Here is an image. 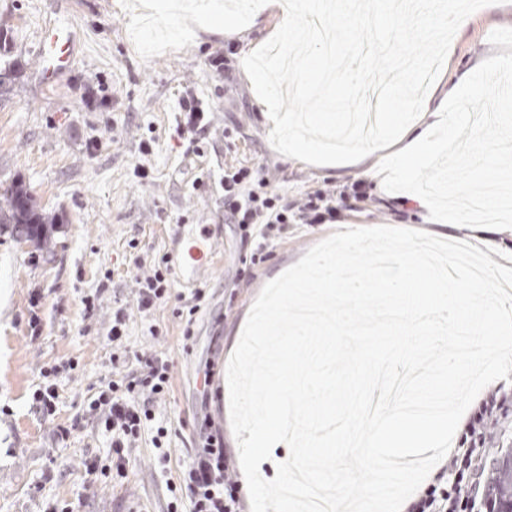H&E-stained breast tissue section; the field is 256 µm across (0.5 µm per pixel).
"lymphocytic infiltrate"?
<instances>
[{
	"mask_svg": "<svg viewBox=\"0 0 512 512\" xmlns=\"http://www.w3.org/2000/svg\"><path fill=\"white\" fill-rule=\"evenodd\" d=\"M181 120L178 129L189 142L192 153L208 134L211 117L197 95L185 92L179 99ZM224 221L236 225L240 235L252 243V261H263L270 242L292 224H327L336 219V198L322 191L306 194L290 202L274 191L262 170L248 167L225 170L221 183ZM132 304L141 314L168 302L173 285L168 278L166 257L136 256L133 260ZM137 366L127 373H115L101 380L87 398V410L111 436L108 463L93 458L85 463L87 476L125 475L129 450L153 415V408L170 393L172 360L166 353L144 350L135 353ZM496 394H489L469 420L456 448L428 483L409 502L406 512H480L478 471L488 449L469 445L471 437L483 436ZM179 484L190 496L191 512H243L238 495L239 475L232 453L224 443V430L205 432L202 446L183 466Z\"/></svg>",
	"mask_w": 512,
	"mask_h": 512,
	"instance_id": "f902f5d3",
	"label": "lymphocytic infiltrate"
}]
</instances>
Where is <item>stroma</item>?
<instances>
[{"mask_svg":"<svg viewBox=\"0 0 512 512\" xmlns=\"http://www.w3.org/2000/svg\"><path fill=\"white\" fill-rule=\"evenodd\" d=\"M129 0H0V193L20 182L37 204L62 214L51 245L42 249L0 233V512H167L169 483L197 446L204 413L229 423L227 365L263 287L334 232L371 224L421 229L410 193H378L359 165L315 166L289 158L276 141L240 64L276 23L265 13L255 25L221 35L204 31L148 46L136 36ZM68 20L81 31L65 84L42 87L35 75L46 19ZM512 28V0L483 7L459 27L426 106L442 101L440 86L500 54L488 36ZM224 54V72L209 65ZM191 87L214 111L203 155L186 151L175 128L178 100ZM149 170L148 179L136 173ZM261 167L289 199L322 189L339 191L360 180L366 201L340 209L335 222L292 224L267 260L251 266L249 245L224 221L219 181L229 167ZM181 224H200L218 236L220 255L204 279L207 301L195 336L172 304L143 316L131 313L129 352L162 350L173 359L172 390L155 408L166 426L169 458L146 428L132 451L127 477L86 478L85 459L106 458L110 437L84 412L89 385L112 374L107 338L116 301H129L137 252L165 255ZM136 248H129V241ZM250 282H241L244 271ZM105 285L103 308L86 316L82 299ZM157 327L150 335L149 327ZM217 371L209 392L197 373L207 360ZM77 369H69V362ZM54 384L56 413L43 416L33 392ZM69 427L67 436L58 426Z\"/></svg>","mask_w":512,"mask_h":512,"instance_id":"stroma-1","label":"stroma"}]
</instances>
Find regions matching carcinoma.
I'll return each instance as SVG.
<instances>
[{
    "label": "carcinoma",
    "instance_id": "obj_1",
    "mask_svg": "<svg viewBox=\"0 0 512 512\" xmlns=\"http://www.w3.org/2000/svg\"><path fill=\"white\" fill-rule=\"evenodd\" d=\"M57 222V214L39 207L24 184L5 190L0 203V231L9 228L13 235L46 247L50 244L47 229ZM481 445L501 449L486 478L490 512H512V400L502 401L494 411V424Z\"/></svg>",
    "mask_w": 512,
    "mask_h": 512
}]
</instances>
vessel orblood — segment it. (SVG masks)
Listing matches in <instances>:
<instances>
[{"mask_svg": "<svg viewBox=\"0 0 512 512\" xmlns=\"http://www.w3.org/2000/svg\"><path fill=\"white\" fill-rule=\"evenodd\" d=\"M80 30L75 24L50 23L43 31L39 48L37 77L40 84L53 88L70 70L73 55L80 47ZM218 245L210 236L191 237L181 244L179 282L197 286L210 269Z\"/></svg>", "mask_w": 512, "mask_h": 512, "instance_id": "obj_1", "label": "vessel or blood"}]
</instances>
